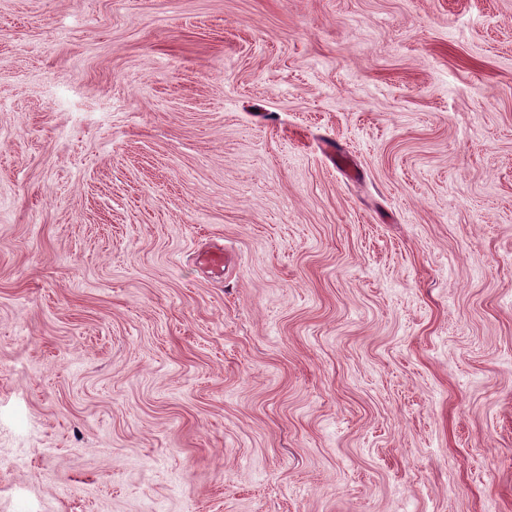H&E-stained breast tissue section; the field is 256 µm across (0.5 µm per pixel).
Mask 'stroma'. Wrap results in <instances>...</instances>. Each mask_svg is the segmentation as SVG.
Masks as SVG:
<instances>
[{"label": "stroma", "instance_id": "stroma-1", "mask_svg": "<svg viewBox=\"0 0 512 512\" xmlns=\"http://www.w3.org/2000/svg\"><path fill=\"white\" fill-rule=\"evenodd\" d=\"M32 503L512 512V0H0ZM197 263L202 266L214 279H222L228 256H224L221 248L207 250L197 256Z\"/></svg>", "mask_w": 512, "mask_h": 512}]
</instances>
